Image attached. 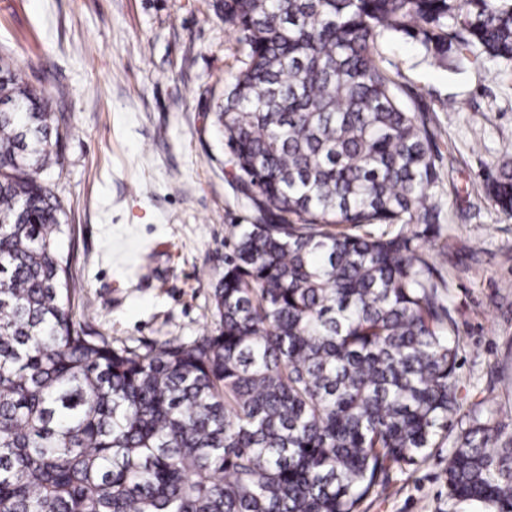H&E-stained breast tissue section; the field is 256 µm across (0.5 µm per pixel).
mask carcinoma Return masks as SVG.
<instances>
[{
  "label": "carcinoma",
  "instance_id": "carcinoma-1",
  "mask_svg": "<svg viewBox=\"0 0 512 512\" xmlns=\"http://www.w3.org/2000/svg\"><path fill=\"white\" fill-rule=\"evenodd\" d=\"M224 23L247 53L213 125L257 219L224 243L217 330L142 351L74 319L66 117L0 61V512H361L447 445L449 498L512 512V434L462 411L412 246L438 154L376 62L410 38L455 74L512 63V0H224ZM485 196L512 217L511 161Z\"/></svg>",
  "mask_w": 512,
  "mask_h": 512
}]
</instances>
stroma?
I'll return each mask as SVG.
<instances>
[{"label":"stroma","instance_id":"1","mask_svg":"<svg viewBox=\"0 0 512 512\" xmlns=\"http://www.w3.org/2000/svg\"><path fill=\"white\" fill-rule=\"evenodd\" d=\"M0 57L67 119L54 182L74 228L63 248L75 253V319L130 348L214 328L224 242L254 217L212 125L245 58L219 0H0ZM378 64L440 152L453 248L432 259L464 344L462 393L512 433V219L484 194L512 160V63L456 75L397 40ZM447 465L443 450L391 469L363 512H479L449 499Z\"/></svg>","mask_w":512,"mask_h":512}]
</instances>
